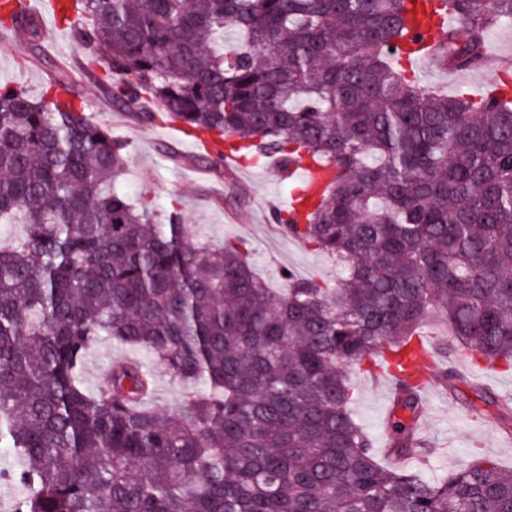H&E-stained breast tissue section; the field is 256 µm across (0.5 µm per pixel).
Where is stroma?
<instances>
[{
	"instance_id": "stroma-1",
	"label": "stroma",
	"mask_w": 512,
	"mask_h": 512,
	"mask_svg": "<svg viewBox=\"0 0 512 512\" xmlns=\"http://www.w3.org/2000/svg\"><path fill=\"white\" fill-rule=\"evenodd\" d=\"M37 7L44 27L43 48L31 50L0 36L1 84L22 87L36 99L58 71H66L69 82L63 95L88 100L91 119L127 141L125 171L117 187L132 201L180 210L194 240L244 241L268 287H282L288 272L318 282L335 278L331 258L289 238L274 220L275 211L283 210L299 185V176L279 178L266 162L246 171L238 166L214 168L193 148L191 137L160 120L142 121L135 112L115 104L101 69L87 70L83 43L71 29L52 30L53 17L44 0ZM350 382L353 413L378 456H385L390 393L368 374L352 372ZM494 412L474 393L460 402L443 385H436L420 427L429 452L408 460V469L433 480L485 457L512 472V437L499 431Z\"/></svg>"
}]
</instances>
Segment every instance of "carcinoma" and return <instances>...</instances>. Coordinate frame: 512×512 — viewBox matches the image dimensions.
Masks as SVG:
<instances>
[{"label": "carcinoma", "mask_w": 512, "mask_h": 512, "mask_svg": "<svg viewBox=\"0 0 512 512\" xmlns=\"http://www.w3.org/2000/svg\"><path fill=\"white\" fill-rule=\"evenodd\" d=\"M63 17L126 109L158 101L226 154L333 168L304 222L333 283L279 292L240 241L191 239L182 216L113 183L127 142L84 99L0 85V479L10 512H512V475L476 458L438 481L382 465L351 410L347 369L396 354L435 315L448 351L512 370V107L436 94L394 59L403 0H78ZM448 65L475 69L512 0H441ZM0 29L36 48L27 14ZM107 337L197 385L178 416L147 406L151 366L83 379ZM405 384L391 449L418 456Z\"/></svg>", "instance_id": "cac0c4a2"}]
</instances>
